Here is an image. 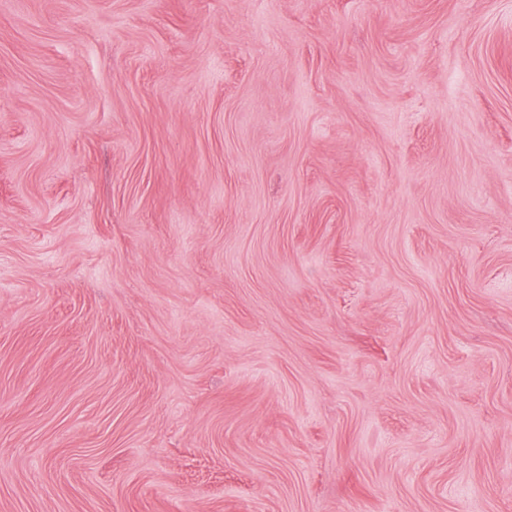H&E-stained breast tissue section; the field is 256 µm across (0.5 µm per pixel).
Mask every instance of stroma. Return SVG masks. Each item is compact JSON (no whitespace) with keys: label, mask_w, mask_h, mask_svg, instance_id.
<instances>
[{"label":"stroma","mask_w":512,"mask_h":512,"mask_svg":"<svg viewBox=\"0 0 512 512\" xmlns=\"http://www.w3.org/2000/svg\"><path fill=\"white\" fill-rule=\"evenodd\" d=\"M0 512H512V0H0Z\"/></svg>","instance_id":"1"}]
</instances>
